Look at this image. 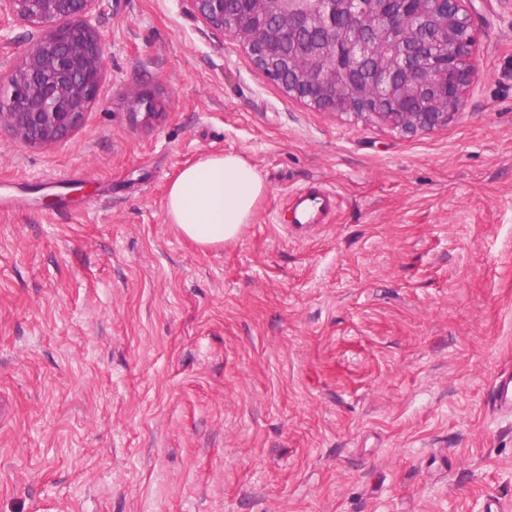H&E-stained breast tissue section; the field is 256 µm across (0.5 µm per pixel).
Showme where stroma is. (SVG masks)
I'll list each match as a JSON object with an SVG mask.
<instances>
[{"label":"stroma","instance_id":"obj_1","mask_svg":"<svg viewBox=\"0 0 512 512\" xmlns=\"http://www.w3.org/2000/svg\"><path fill=\"white\" fill-rule=\"evenodd\" d=\"M471 7L461 114L400 137L184 0H108L79 128L0 129V512H512V0ZM230 152L266 191L202 249L166 189ZM314 184L330 222L284 229ZM493 405L499 410L512 412V371H503L493 389Z\"/></svg>","mask_w":512,"mask_h":512}]
</instances>
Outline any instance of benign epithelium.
<instances>
[{
    "label": "benign epithelium",
    "instance_id": "obj_1",
    "mask_svg": "<svg viewBox=\"0 0 512 512\" xmlns=\"http://www.w3.org/2000/svg\"><path fill=\"white\" fill-rule=\"evenodd\" d=\"M106 0H0L38 36L0 70V127L54 146L98 98ZM208 28L242 42L288 95L400 137L461 114L475 51L470 0H185Z\"/></svg>",
    "mask_w": 512,
    "mask_h": 512
}]
</instances>
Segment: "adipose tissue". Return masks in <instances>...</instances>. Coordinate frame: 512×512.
<instances>
[{"label": "adipose tissue", "instance_id": "ef3b65f1", "mask_svg": "<svg viewBox=\"0 0 512 512\" xmlns=\"http://www.w3.org/2000/svg\"><path fill=\"white\" fill-rule=\"evenodd\" d=\"M264 191L258 173L240 154L205 155L169 185L166 220L201 248L220 246L251 223Z\"/></svg>", "mask_w": 512, "mask_h": 512}]
</instances>
